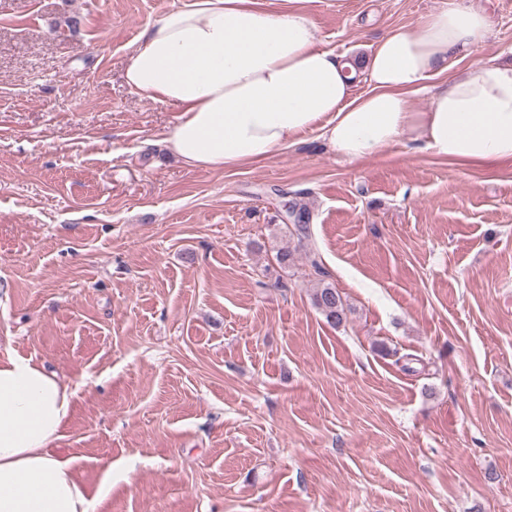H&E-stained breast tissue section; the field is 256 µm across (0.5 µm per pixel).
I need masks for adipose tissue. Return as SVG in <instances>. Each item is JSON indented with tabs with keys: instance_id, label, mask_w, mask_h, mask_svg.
I'll return each instance as SVG.
<instances>
[{
	"instance_id": "adipose-tissue-1",
	"label": "adipose tissue",
	"mask_w": 512,
	"mask_h": 512,
	"mask_svg": "<svg viewBox=\"0 0 512 512\" xmlns=\"http://www.w3.org/2000/svg\"><path fill=\"white\" fill-rule=\"evenodd\" d=\"M302 0H182L124 63L137 94L177 107L164 143L184 163L233 168L312 134L349 162L408 141L461 167L512 161V65L477 60L487 13L463 0L389 30L364 65L321 46ZM461 74L441 75L453 58ZM368 88L356 92L358 80ZM429 91L414 110L411 96ZM73 393L31 359H0V512H93L61 439Z\"/></svg>"
}]
</instances>
